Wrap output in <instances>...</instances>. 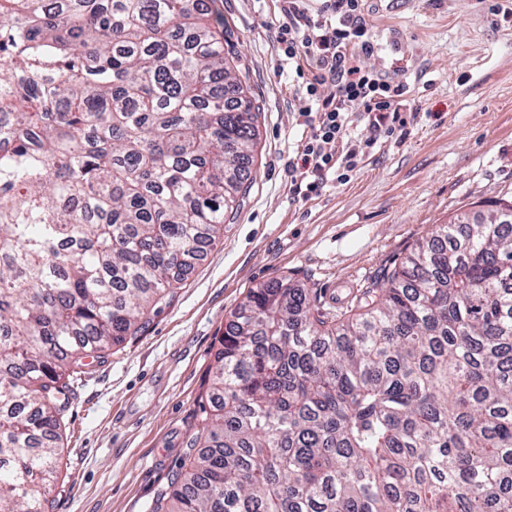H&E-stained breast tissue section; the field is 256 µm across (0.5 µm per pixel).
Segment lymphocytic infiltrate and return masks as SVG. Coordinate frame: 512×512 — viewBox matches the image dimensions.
<instances>
[{"instance_id":"lymphocytic-infiltrate-1","label":"lymphocytic infiltrate","mask_w":512,"mask_h":512,"mask_svg":"<svg viewBox=\"0 0 512 512\" xmlns=\"http://www.w3.org/2000/svg\"><path fill=\"white\" fill-rule=\"evenodd\" d=\"M276 32L282 64L299 80L294 105L308 133L288 174L296 196L308 199L327 182H345L380 134L405 127L402 84L386 67H367L377 47L362 0H278ZM364 124L366 138L352 134Z\"/></svg>"}]
</instances>
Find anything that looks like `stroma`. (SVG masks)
I'll list each match as a JSON object with an SVG mask.
<instances>
[{
	"mask_svg": "<svg viewBox=\"0 0 512 512\" xmlns=\"http://www.w3.org/2000/svg\"><path fill=\"white\" fill-rule=\"evenodd\" d=\"M205 3L260 107L251 187L144 330L75 382L47 512H146L194 452L219 340L250 288L285 276L342 312L451 216L512 204V0H366L379 61L406 87V126L306 200L290 190L305 131L276 0Z\"/></svg>",
	"mask_w": 512,
	"mask_h": 512,
	"instance_id": "1",
	"label": "stroma"
}]
</instances>
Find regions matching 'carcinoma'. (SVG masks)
Wrapping results in <instances>:
<instances>
[{"instance_id":"cac0c4a2","label":"carcinoma","mask_w":512,"mask_h":512,"mask_svg":"<svg viewBox=\"0 0 512 512\" xmlns=\"http://www.w3.org/2000/svg\"><path fill=\"white\" fill-rule=\"evenodd\" d=\"M224 43L196 0H0V512H45L84 360L251 184L259 107ZM508 210L440 225L351 317L251 289L150 512H512Z\"/></svg>"}]
</instances>
